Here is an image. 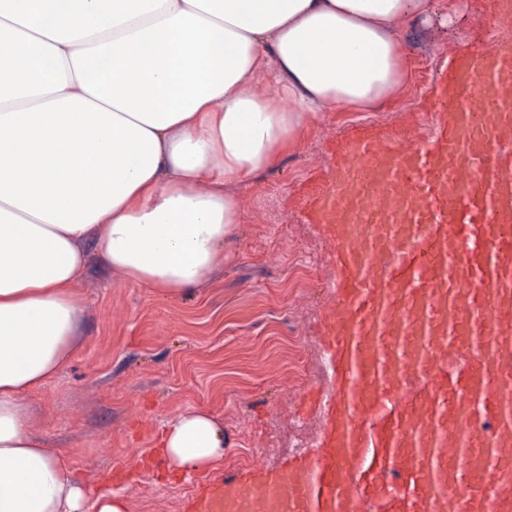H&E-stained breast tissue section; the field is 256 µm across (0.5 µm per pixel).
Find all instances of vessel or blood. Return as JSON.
<instances>
[{
	"mask_svg": "<svg viewBox=\"0 0 512 512\" xmlns=\"http://www.w3.org/2000/svg\"><path fill=\"white\" fill-rule=\"evenodd\" d=\"M512 43L450 60L428 134L356 128L303 192L335 276L320 448L194 512H512Z\"/></svg>",
	"mask_w": 512,
	"mask_h": 512,
	"instance_id": "vessel-or-blood-1",
	"label": "vessel or blood"
}]
</instances>
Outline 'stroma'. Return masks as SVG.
<instances>
[{
  "label": "stroma",
  "mask_w": 512,
  "mask_h": 512,
  "mask_svg": "<svg viewBox=\"0 0 512 512\" xmlns=\"http://www.w3.org/2000/svg\"><path fill=\"white\" fill-rule=\"evenodd\" d=\"M461 5L455 25L435 15L403 28L412 71L394 101L322 113L275 166L233 187L242 222L224 245L230 259L190 293L159 294L90 259L79 285L80 346L28 401L48 451L69 456L92 496L121 494L127 512H192L210 480L282 467L300 442L319 446L325 414L300 393L330 385L320 324L333 269L301 187L330 177L355 127L403 129L429 111L459 48L512 42V25L490 0ZM193 410L222 425L224 459L205 470L170 467L160 434Z\"/></svg>",
  "instance_id": "stroma-1"
}]
</instances>
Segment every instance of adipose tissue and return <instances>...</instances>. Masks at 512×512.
<instances>
[{
    "mask_svg": "<svg viewBox=\"0 0 512 512\" xmlns=\"http://www.w3.org/2000/svg\"><path fill=\"white\" fill-rule=\"evenodd\" d=\"M435 0H0V512L87 501L33 431L28 394L76 348L75 287L100 261L167 294L197 287L242 221L227 184L272 167L320 112H368L410 73L401 24ZM266 71L286 104L252 79ZM172 466L224 457L208 413L169 420Z\"/></svg>",
    "mask_w": 512,
    "mask_h": 512,
    "instance_id": "ef3b65f1",
    "label": "adipose tissue"
}]
</instances>
